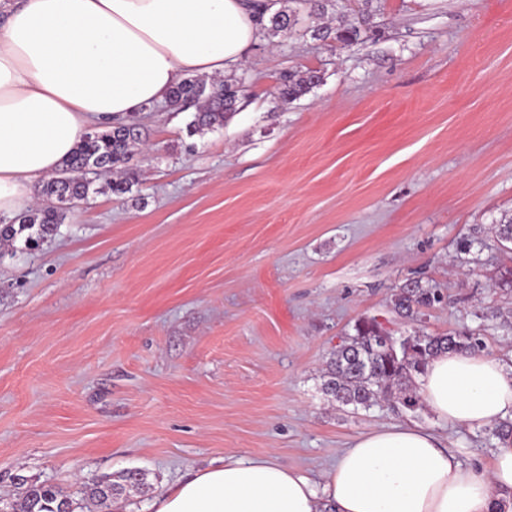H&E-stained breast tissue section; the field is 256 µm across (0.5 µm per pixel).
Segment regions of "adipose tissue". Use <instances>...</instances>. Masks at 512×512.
Wrapping results in <instances>:
<instances>
[{"label":"adipose tissue","mask_w":512,"mask_h":512,"mask_svg":"<svg viewBox=\"0 0 512 512\" xmlns=\"http://www.w3.org/2000/svg\"><path fill=\"white\" fill-rule=\"evenodd\" d=\"M259 37L249 0H8L0 11V217L34 201L88 128L165 102L188 74L227 75ZM451 425L512 420V363L444 352L418 379ZM154 512H512V441L489 467L420 426L357 437L319 480L275 457L192 470Z\"/></svg>","instance_id":"obj_1"}]
</instances>
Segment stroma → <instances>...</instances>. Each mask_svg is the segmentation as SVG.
Segmentation results:
<instances>
[{
	"instance_id": "obj_1",
	"label": "stroma",
	"mask_w": 512,
	"mask_h": 512,
	"mask_svg": "<svg viewBox=\"0 0 512 512\" xmlns=\"http://www.w3.org/2000/svg\"><path fill=\"white\" fill-rule=\"evenodd\" d=\"M351 44L259 36L224 126L138 116V179L70 208L37 249L0 247V500L142 470L150 492L226 459L274 456L311 478L373 429L415 424L485 466V430L430 411L341 407L322 389L362 319L394 335L483 330L512 357V0H351ZM320 81L278 98L281 76ZM441 304L418 321L390 295ZM360 17L361 22L356 21L358 20L357 17H354L351 22L346 24L342 21L343 24H339V27L336 28L334 40L343 44H350L356 41L360 37L362 30L366 31L370 28L369 16L362 13ZM442 297L435 288H429L416 281V285L410 288L406 285L399 288L390 296V305L400 316L418 321L422 308L430 307L441 302Z\"/></svg>"
}]
</instances>
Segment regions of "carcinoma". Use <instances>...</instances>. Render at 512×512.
I'll use <instances>...</instances> for the list:
<instances>
[{
  "label": "carcinoma",
  "instance_id": "cac0c4a2",
  "mask_svg": "<svg viewBox=\"0 0 512 512\" xmlns=\"http://www.w3.org/2000/svg\"><path fill=\"white\" fill-rule=\"evenodd\" d=\"M272 4H262L259 11V30L267 35H288L298 23L295 11L284 7L271 11ZM369 29V16L343 23L336 32L326 27H315V39L334 40L350 44L361 32ZM319 80L312 70L289 71L281 78L278 94L284 99H295L306 93ZM237 80L208 81L201 77L184 79L171 91L168 106L175 112L193 110L188 123L193 134L224 126L237 111L240 99ZM139 138L138 127L126 121L106 126L100 131L84 135L72 154L66 158L55 176L45 180L37 189L44 205L17 218L18 224L0 225V244L12 242L26 235L25 242L33 246L38 240L53 234L66 218L73 204L88 199L98 192L88 175H112L108 190L123 195L137 179L131 165V148ZM434 288L416 283L390 296V305L400 316L416 321L421 309L441 302ZM356 334L345 336L336 345L324 373L323 390L342 405L369 408L381 400L395 399L403 409L416 413L423 409L414 377L421 374L427 362L444 352L473 353L484 346L481 334L473 331L429 334L416 330L404 344L384 343L382 327L371 319H362L355 325ZM150 487L147 474L126 471L111 479L94 480L83 486L81 498L63 492L59 487L33 481L22 495L9 505L7 512H77L87 502L96 512H111L113 503L132 493H141Z\"/></svg>",
  "mask_w": 512,
  "mask_h": 512
}]
</instances>
